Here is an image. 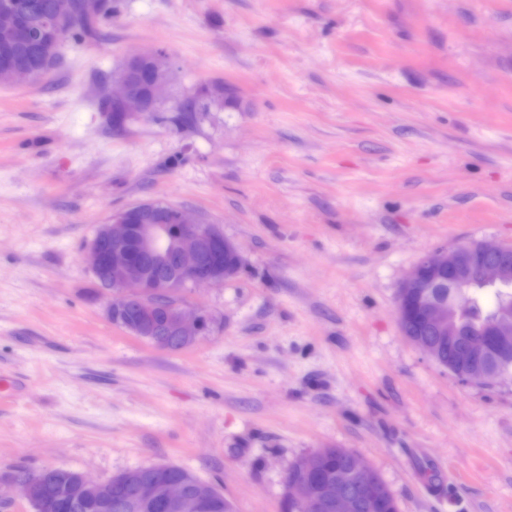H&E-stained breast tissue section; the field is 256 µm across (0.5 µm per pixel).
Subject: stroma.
Segmentation results:
<instances>
[{
	"label": "stroma",
	"instance_id": "35a3bbf8",
	"mask_svg": "<svg viewBox=\"0 0 512 512\" xmlns=\"http://www.w3.org/2000/svg\"><path fill=\"white\" fill-rule=\"evenodd\" d=\"M106 2L45 78L0 84V478L172 463L280 512L294 462L347 448L400 512H512V374L459 382L396 311L426 254L512 245V0ZM156 50L163 102L114 127L116 75ZM143 201L241 250L179 292L212 318L186 350L113 325L82 259Z\"/></svg>",
	"mask_w": 512,
	"mask_h": 512
}]
</instances>
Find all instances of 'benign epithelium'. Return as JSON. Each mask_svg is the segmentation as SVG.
I'll return each mask as SVG.
<instances>
[{
  "label": "benign epithelium",
  "instance_id": "1",
  "mask_svg": "<svg viewBox=\"0 0 512 512\" xmlns=\"http://www.w3.org/2000/svg\"><path fill=\"white\" fill-rule=\"evenodd\" d=\"M80 0H55L45 21L25 15L14 0H0V82L31 84L42 78L57 59L63 38L76 24ZM32 31V59L25 65L16 61L15 46L25 30ZM150 67V80H141L144 67ZM167 81V62L161 52L139 53L129 57L118 78L119 91L105 102V109L116 107L125 116L132 112L143 116L155 111ZM140 209L130 205L97 226L85 252V261L93 275L103 281L106 293L105 313L115 325L132 322L134 335L159 349H168L166 337L177 336L182 348L194 346L209 332L211 318L202 310L190 311L175 302L158 311L150 298L174 294L188 286L216 287L237 277L242 269L238 246L217 224H205L191 218L179 207L164 210L170 224H154L152 217H140ZM233 260L224 261V255ZM448 287L461 290L480 284L493 287L512 285V247L471 242L425 255L403 280L397 295L398 322L409 319L415 308L418 319L431 333L428 342L410 341L430 359L437 360L441 347L455 340L453 316L459 308L455 301L435 299L430 289L443 279ZM469 369L462 372L448 366L453 375H462L468 383L496 382L512 369V309H502L499 316L466 344ZM336 453L352 458L346 468L318 481L321 454L314 451L297 460L284 482L286 503L303 512H361L390 489L374 468L346 448ZM75 500L95 499L102 504L112 500V485L132 488L129 507L133 512H151L162 507L167 512H200L216 494L217 487L202 481L171 482L141 469H128L110 479L91 481L68 469L47 471ZM26 503L39 510L47 508L43 497L44 477L19 474L12 480Z\"/></svg>",
  "mask_w": 512,
  "mask_h": 512
}]
</instances>
